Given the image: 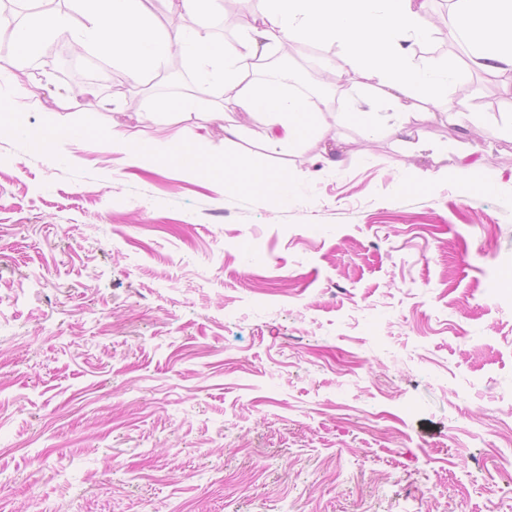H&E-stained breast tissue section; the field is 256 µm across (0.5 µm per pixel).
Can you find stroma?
I'll use <instances>...</instances> for the list:
<instances>
[{"label": "stroma", "mask_w": 512, "mask_h": 512, "mask_svg": "<svg viewBox=\"0 0 512 512\" xmlns=\"http://www.w3.org/2000/svg\"><path fill=\"white\" fill-rule=\"evenodd\" d=\"M234 2L229 30L217 0L151 25L222 45L253 14ZM428 11L419 53L467 113L364 125L352 75L282 151L177 52L141 81L91 49L107 92L15 68L0 512H512V72L470 68ZM190 90L199 111H155Z\"/></svg>", "instance_id": "stroma-1"}]
</instances>
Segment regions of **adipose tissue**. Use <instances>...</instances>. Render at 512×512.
<instances>
[{
    "mask_svg": "<svg viewBox=\"0 0 512 512\" xmlns=\"http://www.w3.org/2000/svg\"><path fill=\"white\" fill-rule=\"evenodd\" d=\"M253 22L233 50L215 46L205 30L189 28L160 33L147 22L145 0H102L81 21L63 12L28 16L9 31L17 51L11 65H0V91L13 84V67L36 57L44 38L68 33L74 41L90 43L119 59L137 78L165 64L171 50L191 61L198 83L213 90L228 81L238 83L235 108L263 122L268 142L279 147L305 132L318 107L288 94L284 81L269 75L257 88L245 84L247 62L266 55L284 41L329 42L339 48L336 76L354 72L364 78L378 98L398 111H412L428 99L440 112H465V100L454 98L457 74L447 66L417 60L403 38L422 37L427 30L424 0H257ZM456 24L451 36L475 41L472 63L512 67V0H453Z\"/></svg>",
    "mask_w": 512,
    "mask_h": 512,
    "instance_id": "ef3b65f1",
    "label": "adipose tissue"
}]
</instances>
